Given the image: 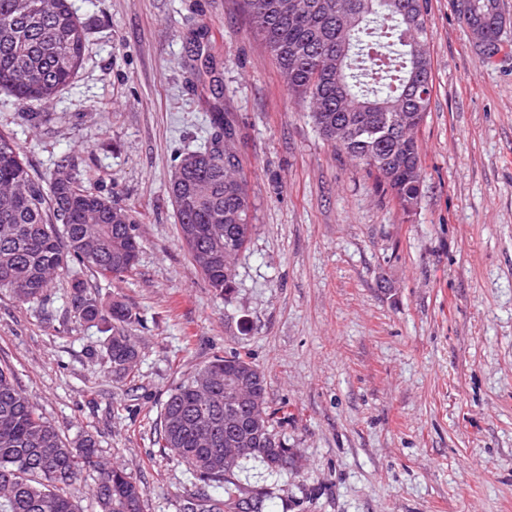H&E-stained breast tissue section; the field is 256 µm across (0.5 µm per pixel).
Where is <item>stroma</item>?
Instances as JSON below:
<instances>
[{
	"label": "stroma",
	"instance_id": "obj_1",
	"mask_svg": "<svg viewBox=\"0 0 512 512\" xmlns=\"http://www.w3.org/2000/svg\"><path fill=\"white\" fill-rule=\"evenodd\" d=\"M81 69L36 128L0 98V132L32 173L73 155L130 208L135 268L95 279L135 317L120 378L96 324L75 318L71 271L46 299L0 291V362L68 439L144 487L143 512H184L204 482L159 444L171 389L216 355L264 371L300 467L236 479L262 512H512V0L482 54L458 0H429L433 91L423 181L404 213L327 143L256 36L241 0H71ZM227 112L255 229L224 300L177 233L169 180Z\"/></svg>",
	"mask_w": 512,
	"mask_h": 512
}]
</instances>
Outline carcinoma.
Segmentation results:
<instances>
[{
  "label": "carcinoma",
  "mask_w": 512,
  "mask_h": 512,
  "mask_svg": "<svg viewBox=\"0 0 512 512\" xmlns=\"http://www.w3.org/2000/svg\"><path fill=\"white\" fill-rule=\"evenodd\" d=\"M469 0L470 21L481 30L483 52L498 51L504 15L500 0ZM253 28L279 65L293 95L308 106L323 138L357 160L386 185L405 211L418 205L422 166L417 132L432 93L428 0H243ZM85 28L69 0H0V93L25 108L47 102L68 86L81 66ZM404 128L390 130L392 113ZM209 145L183 156L169 191L178 234L215 291L229 296L234 267L254 225L240 161L231 149L236 128L222 112L210 115ZM137 220L110 197L88 187L69 155L48 180L34 177L22 148L0 133V291L21 301L47 296L59 270L78 266L93 276L120 279L135 266ZM75 313L104 325L113 372L133 374L138 351L125 334L132 313L120 301L103 311L95 289L71 283ZM255 365L248 354L215 356L169 392L162 407L160 445L194 476L224 491L202 494L189 512H224L246 501L233 475L224 474V408L195 405L196 388ZM259 447L290 455L279 421L268 412ZM90 473L93 512H143L144 489L118 465L103 467L91 434L64 437L0 365V512H81L69 488Z\"/></svg>",
  "instance_id": "obj_1"
}]
</instances>
